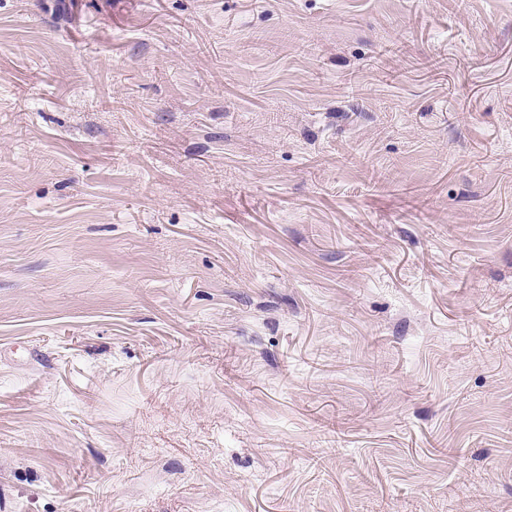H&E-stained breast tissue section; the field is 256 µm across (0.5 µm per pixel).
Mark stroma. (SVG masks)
I'll return each mask as SVG.
<instances>
[{
  "label": "stroma",
  "instance_id": "1",
  "mask_svg": "<svg viewBox=\"0 0 512 512\" xmlns=\"http://www.w3.org/2000/svg\"><path fill=\"white\" fill-rule=\"evenodd\" d=\"M7 512H512V0H0Z\"/></svg>",
  "mask_w": 512,
  "mask_h": 512
}]
</instances>
